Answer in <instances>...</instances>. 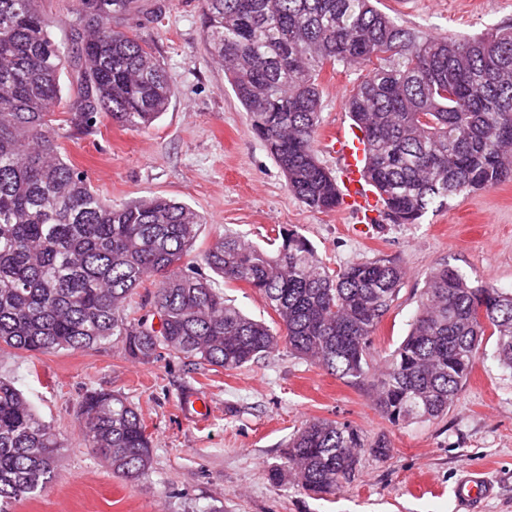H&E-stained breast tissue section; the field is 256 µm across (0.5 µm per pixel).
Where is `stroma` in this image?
<instances>
[{
	"mask_svg": "<svg viewBox=\"0 0 512 512\" xmlns=\"http://www.w3.org/2000/svg\"><path fill=\"white\" fill-rule=\"evenodd\" d=\"M382 11L419 33L473 35L512 24V0H379ZM118 26L149 44L172 87L166 112L149 128L107 123L90 134L56 126L67 159L94 190L120 206L164 196L190 205L205 222L191 254L235 234L267 246L279 229L296 228L331 268L392 259L406 272L377 325L371 372L384 369L406 337L433 266L448 263L473 280L512 290V182L463 193L420 223L363 226L349 207L309 209L289 192L264 144L249 130L222 62L206 50L200 0H135ZM354 71L324 69L320 125L351 126L346 98ZM213 285L247 315L272 321L273 311L246 284ZM484 340L456 403L443 418L395 427L372 401L369 380L349 383L294 357L287 347L231 371H208L161 356L125 358L106 343L85 350L31 355L0 349V377L24 394L63 446L58 478L14 512H458L456 478L483 469L495 487L475 512H512V372ZM195 388L207 409L186 414L183 390ZM114 392L141 410L152 434L153 465L138 480L112 473L87 447L83 397ZM326 418L385 436L390 452L362 453L352 481L316 496L294 481L274 484L289 436L307 420Z\"/></svg>",
	"mask_w": 512,
	"mask_h": 512,
	"instance_id": "1",
	"label": "stroma"
}]
</instances>
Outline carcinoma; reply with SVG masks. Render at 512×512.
Here are the masks:
<instances>
[{
	"label": "carcinoma",
	"instance_id": "cac0c4a2",
	"mask_svg": "<svg viewBox=\"0 0 512 512\" xmlns=\"http://www.w3.org/2000/svg\"><path fill=\"white\" fill-rule=\"evenodd\" d=\"M38 0H0V347L31 354L106 341L149 363L166 353L198 368L233 370L281 344L339 378L365 379L375 326L404 279L394 260L338 269L298 230L271 248L216 239L203 264L263 295L275 326L227 302L185 264L203 219L162 196L114 207L61 152L53 128L60 73L77 89L64 122L90 133L106 118L130 130L168 109L165 70L112 25L136 0H79L67 46L51 36ZM205 37L288 190L311 209L343 205L338 178L317 156L326 66L363 68L347 105L367 151L363 175L397 224H417L456 194L512 181V26L476 37L418 35L373 0H201ZM158 278L154 310L128 299ZM512 372V291L476 284L439 264L425 281L411 328L374 378L376 410L390 424L443 416L471 374L485 336ZM81 412L88 447L128 480L149 474L152 440L136 407L92 392ZM62 442L23 393L0 379V512L49 489ZM294 481L336 493L364 450L388 455L385 436L306 422L288 441Z\"/></svg>",
	"mask_w": 512,
	"mask_h": 512
}]
</instances>
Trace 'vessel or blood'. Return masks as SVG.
Instances as JSON below:
<instances>
[{
  "instance_id": "obj_1",
  "label": "vessel or blood",
  "mask_w": 512,
  "mask_h": 512,
  "mask_svg": "<svg viewBox=\"0 0 512 512\" xmlns=\"http://www.w3.org/2000/svg\"><path fill=\"white\" fill-rule=\"evenodd\" d=\"M322 137L343 160L341 190L344 197L361 207L375 206L377 197L361 170L360 162L364 156L362 142L341 126L324 129ZM453 493L461 512H470L473 504L493 496L494 486L483 470L472 469L457 480Z\"/></svg>"
}]
</instances>
